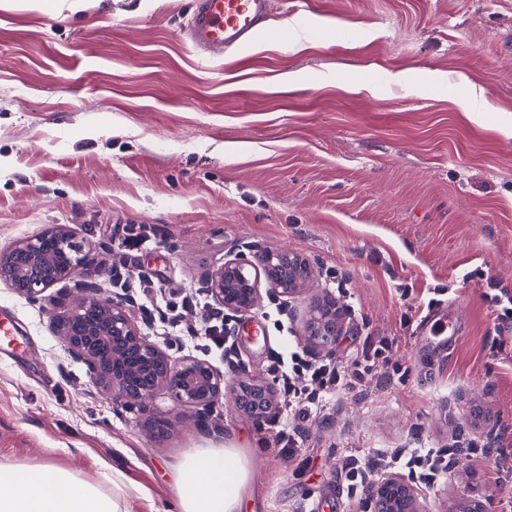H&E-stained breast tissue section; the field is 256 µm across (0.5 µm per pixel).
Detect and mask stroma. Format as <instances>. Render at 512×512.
I'll return each instance as SVG.
<instances>
[{"label":"stroma","mask_w":512,"mask_h":512,"mask_svg":"<svg viewBox=\"0 0 512 512\" xmlns=\"http://www.w3.org/2000/svg\"><path fill=\"white\" fill-rule=\"evenodd\" d=\"M191 8L0 5V249L66 225L108 243L97 256L105 295L142 304L205 298L200 277L224 259L288 248L313 268L303 295L231 321L251 374L279 383L275 353L305 346L309 310L326 296L345 315L325 356L343 362L385 337L405 374L330 401L290 458L274 421L227 403L212 433L165 391L153 406L168 426L154 436L64 352L59 288L31 303L0 283V307L26 332L25 351L0 356V464L48 459L101 485L118 468L133 512H164L184 452L245 448L241 512H364L347 457L473 441L500 460L463 448L445 481L422 488L425 508L500 512L512 499V330L498 331L483 294L490 278L512 291V0H274V14H302L292 42L261 35L210 64L180 37ZM341 24L355 37L326 38ZM454 85L482 89L484 110L465 111ZM138 225L151 247L123 255L117 244ZM129 260L119 284L111 269ZM454 300L459 337L440 364L416 328ZM181 323L174 336L156 316L147 333L173 356L222 364L223 349L192 335L200 312Z\"/></svg>","instance_id":"obj_1"}]
</instances>
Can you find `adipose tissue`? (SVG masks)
Segmentation results:
<instances>
[{
    "label": "adipose tissue",
    "mask_w": 512,
    "mask_h": 512,
    "mask_svg": "<svg viewBox=\"0 0 512 512\" xmlns=\"http://www.w3.org/2000/svg\"><path fill=\"white\" fill-rule=\"evenodd\" d=\"M176 512H239L251 459L239 448H195L172 464ZM111 489L46 461L32 469L0 465V512H131L126 477Z\"/></svg>",
    "instance_id": "adipose-tissue-1"
}]
</instances>
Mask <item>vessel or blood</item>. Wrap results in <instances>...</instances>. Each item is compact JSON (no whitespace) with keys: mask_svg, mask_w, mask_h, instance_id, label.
I'll return each instance as SVG.
<instances>
[{"mask_svg":"<svg viewBox=\"0 0 512 512\" xmlns=\"http://www.w3.org/2000/svg\"><path fill=\"white\" fill-rule=\"evenodd\" d=\"M271 6L272 0H193L192 14L183 32L204 62L221 58L261 34L288 43L298 20L293 17L274 21L270 16ZM453 316V304L431 308L420 321L418 339L432 349H448L456 341L449 327Z\"/></svg>","mask_w":512,"mask_h":512,"instance_id":"b4317fda","label":"vessel or blood"}]
</instances>
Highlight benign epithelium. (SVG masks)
<instances>
[{
    "label": "benign epithelium",
    "instance_id": "benign-epithelium-1",
    "mask_svg": "<svg viewBox=\"0 0 512 512\" xmlns=\"http://www.w3.org/2000/svg\"><path fill=\"white\" fill-rule=\"evenodd\" d=\"M100 274L90 251L62 225L0 250V282L29 302L39 303L56 284L73 281L68 294L76 297L77 304L57 324L65 352L86 366L90 379L106 390L116 407L149 415L151 431L161 434L167 425L164 417L151 414L150 409L161 390L199 423L216 430L221 418L214 411L227 396L259 420L278 408L276 391L249 373L236 346L225 353L221 368L192 355L172 356L169 344L153 341L142 332L130 295H103ZM311 276L305 257L280 249L254 260L244 255L227 259L206 272L202 281L217 308L244 314L265 296L283 304L299 297ZM340 316L332 298L312 306L308 332L314 347L323 349L335 339ZM366 512L426 510L415 485L386 474L367 490Z\"/></svg>",
    "mask_w": 512,
    "mask_h": 512
}]
</instances>
